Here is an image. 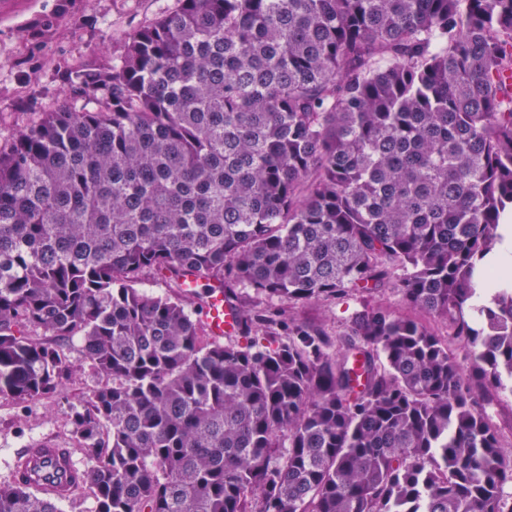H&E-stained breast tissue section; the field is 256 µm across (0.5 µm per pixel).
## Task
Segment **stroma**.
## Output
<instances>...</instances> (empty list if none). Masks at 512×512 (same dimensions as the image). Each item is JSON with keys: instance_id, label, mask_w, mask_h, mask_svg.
<instances>
[{"instance_id": "1", "label": "stroma", "mask_w": 512, "mask_h": 512, "mask_svg": "<svg viewBox=\"0 0 512 512\" xmlns=\"http://www.w3.org/2000/svg\"><path fill=\"white\" fill-rule=\"evenodd\" d=\"M174 5L175 0H9L0 10V144L8 145L42 113L81 107L82 98L68 86L70 72L111 65L123 54L128 33ZM368 304L407 311L398 290L388 287L373 295L352 292L336 301L299 304L292 314L338 336ZM60 349L75 373L57 393L32 401L0 395V485L13 480L9 462L18 448L76 445L74 413L102 379L85 358L79 337L62 342Z\"/></svg>"}]
</instances>
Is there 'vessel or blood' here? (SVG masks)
Returning a JSON list of instances; mask_svg holds the SVG:
<instances>
[{
	"instance_id": "obj_1",
	"label": "vessel or blood",
	"mask_w": 512,
	"mask_h": 512,
	"mask_svg": "<svg viewBox=\"0 0 512 512\" xmlns=\"http://www.w3.org/2000/svg\"><path fill=\"white\" fill-rule=\"evenodd\" d=\"M204 321L210 336L223 339L234 323V311L225 303L222 292H213L208 300ZM84 469L70 449L28 446L19 449L13 460L14 479L40 483L45 494L56 499H69L74 492L71 483Z\"/></svg>"
}]
</instances>
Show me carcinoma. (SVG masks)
<instances>
[{
    "label": "carcinoma",
    "mask_w": 512,
    "mask_h": 512,
    "mask_svg": "<svg viewBox=\"0 0 512 512\" xmlns=\"http://www.w3.org/2000/svg\"><path fill=\"white\" fill-rule=\"evenodd\" d=\"M507 72L512 0H176L71 72L93 107L0 148V395L58 392L82 336L95 512H512L482 411L512 389V286L470 304L512 212ZM392 284L464 361L386 307L338 345L289 313ZM0 512L61 509L15 480ZM204 321L210 336L225 342L224 334L231 331L234 323V311L229 304L224 302V294L221 291H214L211 294L205 310Z\"/></svg>",
    "instance_id": "carcinoma-1"
}]
</instances>
